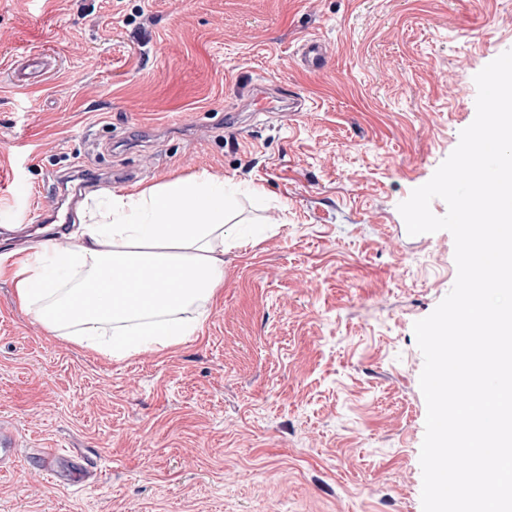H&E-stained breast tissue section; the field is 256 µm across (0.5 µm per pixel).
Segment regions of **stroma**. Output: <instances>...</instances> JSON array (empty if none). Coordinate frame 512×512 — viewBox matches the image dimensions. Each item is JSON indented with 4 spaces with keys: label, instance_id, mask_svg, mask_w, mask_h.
<instances>
[{
    "label": "stroma",
    "instance_id": "1",
    "mask_svg": "<svg viewBox=\"0 0 512 512\" xmlns=\"http://www.w3.org/2000/svg\"><path fill=\"white\" fill-rule=\"evenodd\" d=\"M34 48L54 65L30 91L10 72ZM510 49L512 0H0V255L38 216L77 223L108 170L103 193L207 172L248 241L196 337L123 361L49 335L0 275V512H423L413 326L455 243L398 206ZM259 78L303 111H249Z\"/></svg>",
    "mask_w": 512,
    "mask_h": 512
}]
</instances>
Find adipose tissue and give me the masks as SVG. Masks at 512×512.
Masks as SVG:
<instances>
[{"label":"adipose tissue","mask_w":512,"mask_h":512,"mask_svg":"<svg viewBox=\"0 0 512 512\" xmlns=\"http://www.w3.org/2000/svg\"><path fill=\"white\" fill-rule=\"evenodd\" d=\"M223 182L207 173L83 208L66 247L44 240L5 268L16 302L52 335L122 360L195 336L224 283V253L239 247Z\"/></svg>","instance_id":"adipose-tissue-1"}]
</instances>
